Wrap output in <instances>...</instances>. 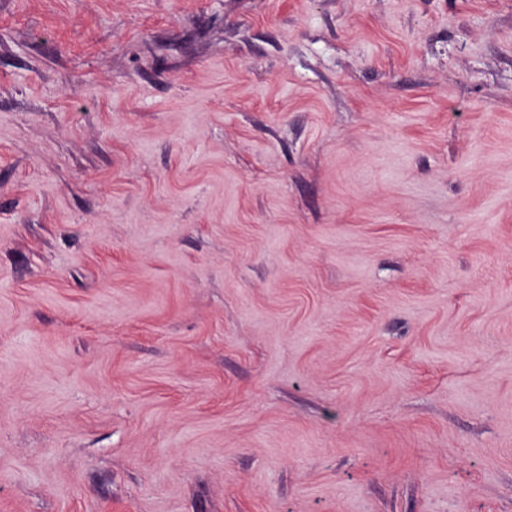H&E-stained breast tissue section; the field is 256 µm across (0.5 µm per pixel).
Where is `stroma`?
Returning <instances> with one entry per match:
<instances>
[{
	"label": "stroma",
	"mask_w": 512,
	"mask_h": 512,
	"mask_svg": "<svg viewBox=\"0 0 512 512\" xmlns=\"http://www.w3.org/2000/svg\"><path fill=\"white\" fill-rule=\"evenodd\" d=\"M0 512H512V0H0Z\"/></svg>",
	"instance_id": "35a3bbf8"
}]
</instances>
